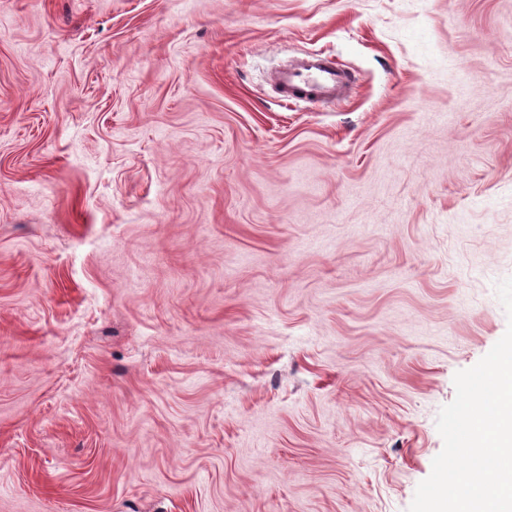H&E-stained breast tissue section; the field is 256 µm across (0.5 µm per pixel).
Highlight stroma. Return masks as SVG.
Here are the masks:
<instances>
[{
    "label": "stroma",
    "instance_id": "35a3bbf8",
    "mask_svg": "<svg viewBox=\"0 0 512 512\" xmlns=\"http://www.w3.org/2000/svg\"><path fill=\"white\" fill-rule=\"evenodd\" d=\"M507 278L512 0H0V512H408ZM350 78L322 53H309L292 67L279 71L276 87L280 97L310 102L338 101Z\"/></svg>",
    "mask_w": 512,
    "mask_h": 512
}]
</instances>
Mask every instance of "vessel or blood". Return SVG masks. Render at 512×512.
Returning <instances> with one entry per match:
<instances>
[{"mask_svg":"<svg viewBox=\"0 0 512 512\" xmlns=\"http://www.w3.org/2000/svg\"><path fill=\"white\" fill-rule=\"evenodd\" d=\"M349 82L348 74L329 57L311 53L279 71L276 87L285 99L328 103L340 99Z\"/></svg>","mask_w":512,"mask_h":512,"instance_id":"vessel-or-blood-1","label":"vessel or blood"}]
</instances>
